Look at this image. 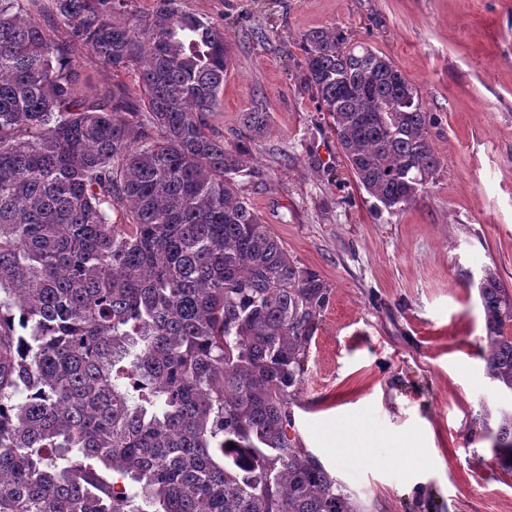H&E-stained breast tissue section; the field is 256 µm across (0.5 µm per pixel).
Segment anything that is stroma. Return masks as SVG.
I'll list each match as a JSON object with an SVG mask.
<instances>
[{"label":"stroma","mask_w":512,"mask_h":512,"mask_svg":"<svg viewBox=\"0 0 512 512\" xmlns=\"http://www.w3.org/2000/svg\"><path fill=\"white\" fill-rule=\"evenodd\" d=\"M224 29L232 64L207 118L259 177L239 195L331 286L292 407L303 447L371 512H512L491 437L476 281L512 288V0H183ZM390 58L431 115L441 165L388 209L359 187L314 90L301 35L325 25ZM87 96L137 85L78 45ZM262 100L270 127L244 112Z\"/></svg>","instance_id":"1"}]
</instances>
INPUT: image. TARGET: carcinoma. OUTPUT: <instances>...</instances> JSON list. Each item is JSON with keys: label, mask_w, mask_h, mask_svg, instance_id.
Listing matches in <instances>:
<instances>
[{"label": "carcinoma", "mask_w": 512, "mask_h": 512, "mask_svg": "<svg viewBox=\"0 0 512 512\" xmlns=\"http://www.w3.org/2000/svg\"><path fill=\"white\" fill-rule=\"evenodd\" d=\"M131 2L0 0V512H367L288 434L331 288L239 200L259 173L208 128L224 30ZM76 44L138 88L85 95ZM299 45L359 185L411 204L440 167L417 87L339 26ZM243 124L266 132L261 102ZM477 290L512 395V288L488 267ZM493 439L512 469V409Z\"/></svg>", "instance_id": "carcinoma-1"}]
</instances>
